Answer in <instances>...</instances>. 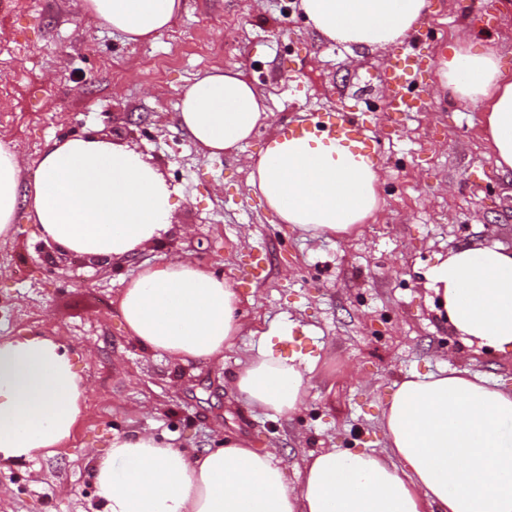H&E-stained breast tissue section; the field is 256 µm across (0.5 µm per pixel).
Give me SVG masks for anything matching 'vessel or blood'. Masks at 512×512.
Segmentation results:
<instances>
[{"instance_id":"vessel-or-blood-1","label":"vessel or blood","mask_w":512,"mask_h":512,"mask_svg":"<svg viewBox=\"0 0 512 512\" xmlns=\"http://www.w3.org/2000/svg\"><path fill=\"white\" fill-rule=\"evenodd\" d=\"M420 78L419 69L409 60H397L389 75L393 91L387 102L388 111H413L415 102L406 98L405 93ZM280 134L288 138L315 137L338 143L375 166L383 160L377 133L367 127L363 118L347 112H308L301 119L283 125Z\"/></svg>"}]
</instances>
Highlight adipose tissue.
<instances>
[{"instance_id":"obj_1","label":"adipose tissue","mask_w":512,"mask_h":512,"mask_svg":"<svg viewBox=\"0 0 512 512\" xmlns=\"http://www.w3.org/2000/svg\"><path fill=\"white\" fill-rule=\"evenodd\" d=\"M100 26L129 41L168 29L182 0H82ZM321 36L386 50L409 35L427 0H301ZM449 99L481 106L501 172H512V72L493 37L465 32L448 47ZM179 124L218 156L248 143L270 114L255 87L212 68L186 87ZM248 192L284 224L315 236L352 231L375 216L378 170L315 138L273 137L249 157ZM21 160L0 141V241L19 210L62 250L122 260L154 245L173 220L171 190L135 148L96 137L49 146L30 188ZM441 315L466 344L512 351V252L461 246L425 274ZM232 283L191 260L142 265L123 288L119 314L128 337L172 363L222 365L245 330ZM316 362L258 345L232 378L234 390L268 415L285 416L308 397ZM88 387L65 336L0 339V462L30 458L71 439ZM388 452L310 454L299 484L275 452L247 436L188 450L154 434L113 435L91 453L97 489L92 512H512V391L465 369L444 368L402 381L382 411Z\"/></svg>"}]
</instances>
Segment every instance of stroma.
<instances>
[{
  "instance_id": "35a3bbf8",
  "label": "stroma",
  "mask_w": 512,
  "mask_h": 512,
  "mask_svg": "<svg viewBox=\"0 0 512 512\" xmlns=\"http://www.w3.org/2000/svg\"><path fill=\"white\" fill-rule=\"evenodd\" d=\"M419 45L424 99L389 112L385 76L393 52L323 38L300 0H184L156 40L127 42L80 10V0H9L0 9V80L15 93L0 112V139L22 159V183L42 153L80 134L136 148L171 190L173 221L132 259L101 263L61 250L45 262L44 238L19 215L0 241V338L72 341L89 383L87 408L64 448L0 467V512H88L97 500L89 450L114 434H164L210 448L216 428L255 447L275 442L297 484L309 453L324 448L386 452L382 409L410 373L441 363L512 390V354L461 337L437 314L425 273L459 246L512 250V173L498 172L482 114L449 100L442 84L448 44L467 23L469 0H429ZM214 66L233 68L264 95L274 124L323 108L360 112L380 134L383 212L345 238L325 239L278 223L245 189V162L266 146L260 130L242 150L212 156L183 134V87ZM181 255L228 277L248 327L223 366L175 365L131 342L116 301L146 262ZM277 322L288 336H271ZM316 359L306 404L272 418L230 387L253 347Z\"/></svg>"
}]
</instances>
